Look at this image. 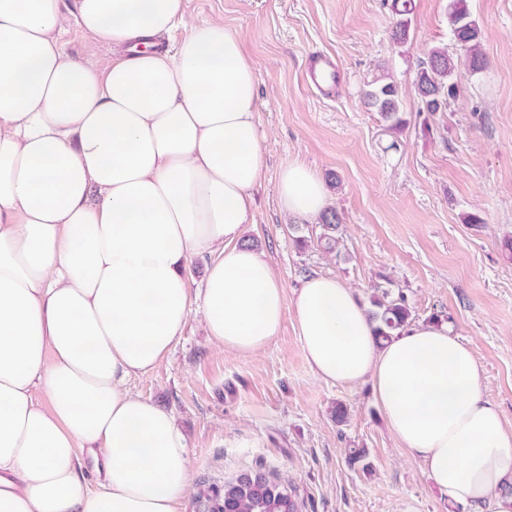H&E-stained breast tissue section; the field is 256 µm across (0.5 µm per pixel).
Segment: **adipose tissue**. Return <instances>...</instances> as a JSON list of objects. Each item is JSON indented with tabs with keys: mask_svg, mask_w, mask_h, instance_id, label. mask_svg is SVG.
<instances>
[{
	"mask_svg": "<svg viewBox=\"0 0 512 512\" xmlns=\"http://www.w3.org/2000/svg\"><path fill=\"white\" fill-rule=\"evenodd\" d=\"M120 48L107 71L62 32ZM183 28L173 48L158 37ZM257 71L236 32L184 0H0V512H179L189 451L168 411L128 384L181 338L188 260L219 348L254 355L294 303L320 380L367 381L392 435L470 512H512V430L446 325L386 345L330 275L288 296L243 238L262 176ZM288 214L329 198L304 163L280 172ZM99 485L91 487L88 473Z\"/></svg>",
	"mask_w": 512,
	"mask_h": 512,
	"instance_id": "obj_1",
	"label": "adipose tissue"
}]
</instances>
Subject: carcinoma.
Instances as JSON below:
<instances>
[{"label":"carcinoma","instance_id":"carcinoma-1","mask_svg":"<svg viewBox=\"0 0 512 512\" xmlns=\"http://www.w3.org/2000/svg\"><path fill=\"white\" fill-rule=\"evenodd\" d=\"M415 8L414 0H392V10L397 20L391 37L399 44L409 39L411 18ZM450 37L453 45L466 50V64L474 73L487 67V60L481 49V28L472 18L466 0H453L449 13ZM458 61L450 48L431 50L427 60L420 64L416 73L415 88L425 112H445L448 104L457 97L458 85L454 81ZM368 104L380 112L390 128L403 127L404 120L399 112V89L393 82L379 83L365 92ZM341 218L337 211L330 209L321 216L320 241L327 252H333L339 243L338 233ZM372 309L369 315L375 324L377 340L388 341L404 330L413 320L407 297L399 292L392 294L384 289L370 296ZM224 508L228 512H298V503L288 486L270 479L261 471L244 473L224 485Z\"/></svg>","mask_w":512,"mask_h":512}]
</instances>
